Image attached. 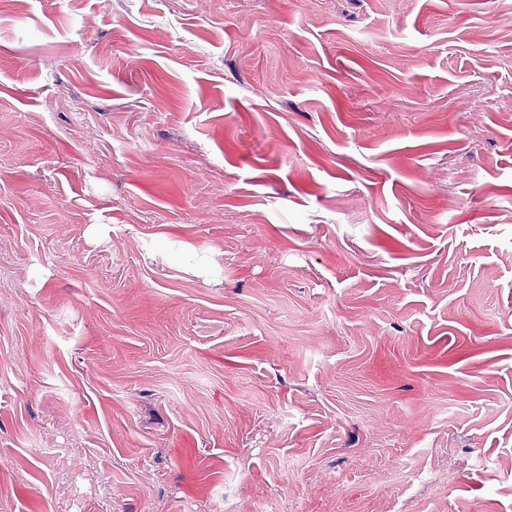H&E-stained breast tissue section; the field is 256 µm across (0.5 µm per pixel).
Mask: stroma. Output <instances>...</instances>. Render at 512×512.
Wrapping results in <instances>:
<instances>
[{
  "label": "stroma",
  "instance_id": "stroma-1",
  "mask_svg": "<svg viewBox=\"0 0 512 512\" xmlns=\"http://www.w3.org/2000/svg\"><path fill=\"white\" fill-rule=\"evenodd\" d=\"M510 13L0 4V512H512Z\"/></svg>",
  "mask_w": 512,
  "mask_h": 512
}]
</instances>
